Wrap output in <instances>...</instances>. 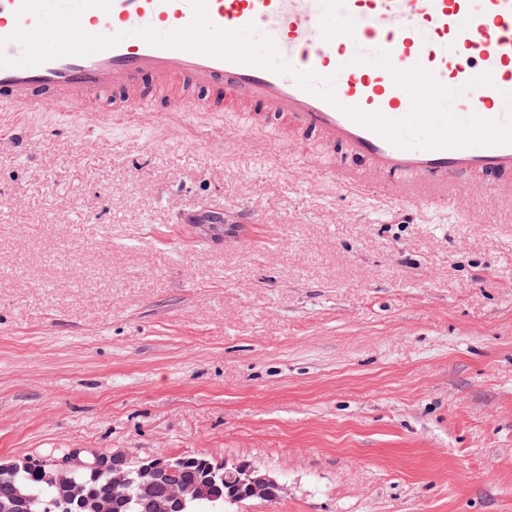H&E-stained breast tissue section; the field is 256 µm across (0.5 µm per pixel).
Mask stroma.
<instances>
[{
	"label": "stroma",
	"mask_w": 512,
	"mask_h": 512,
	"mask_svg": "<svg viewBox=\"0 0 512 512\" xmlns=\"http://www.w3.org/2000/svg\"><path fill=\"white\" fill-rule=\"evenodd\" d=\"M153 108L0 144V458L206 452L283 484L231 512H512V192L390 209L297 167L326 150L296 134Z\"/></svg>",
	"instance_id": "stroma-1"
}]
</instances>
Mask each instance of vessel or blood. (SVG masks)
<instances>
[{
  "label": "vessel or blood",
  "mask_w": 512,
  "mask_h": 512,
  "mask_svg": "<svg viewBox=\"0 0 512 512\" xmlns=\"http://www.w3.org/2000/svg\"><path fill=\"white\" fill-rule=\"evenodd\" d=\"M212 23L237 30L255 24L300 71L334 76L335 102L301 88L288 75L162 48L140 37L167 32L194 17L191 0H0V116L22 117L53 104L76 112L101 92L114 95V118L154 119L148 92L167 96L173 124L185 95L202 96L205 112H239L251 133L273 124L341 147L357 163L327 165L332 181L404 206L456 202L462 180L480 178L496 191L512 178V145L399 149L344 112L356 106L392 120L412 102L389 71L369 62L389 51L395 67L434 73L456 89L491 72L492 85L458 99L466 117L512 114V0H206Z\"/></svg>",
  "instance_id": "obj_1"
}]
</instances>
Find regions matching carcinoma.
Returning a JSON list of instances; mask_svg holds the SVG:
<instances>
[{
    "label": "carcinoma",
    "mask_w": 512,
    "mask_h": 512,
    "mask_svg": "<svg viewBox=\"0 0 512 512\" xmlns=\"http://www.w3.org/2000/svg\"><path fill=\"white\" fill-rule=\"evenodd\" d=\"M60 456L57 450L35 457L33 464L17 473H0V503L15 505L14 512H76L78 501L89 495L112 497V487L108 484V477L91 468H81L65 474L64 481L71 485L72 499L68 506H57L52 500L44 473L52 467V462ZM177 461V470L174 480L179 483H194L205 478H212L213 485L220 494L217 507L198 506L191 512H224L228 503L224 501L227 495L226 475L224 471L214 472L209 469L213 459L204 454H183L173 457ZM21 485L27 487L29 494L36 496V502L22 500L17 497V488ZM168 479L160 484L142 487L133 482L119 492L125 500V505L119 512H153L155 499L166 490Z\"/></svg>",
    "instance_id": "1"
}]
</instances>
